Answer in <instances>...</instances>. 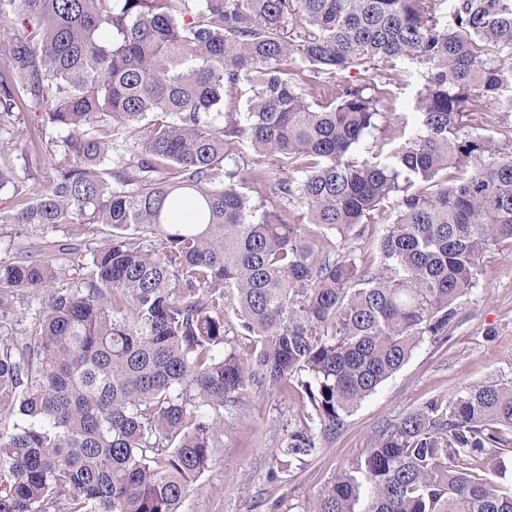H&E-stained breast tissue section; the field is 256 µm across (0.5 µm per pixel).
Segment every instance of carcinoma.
<instances>
[{
    "label": "carcinoma",
    "instance_id": "carcinoma-1",
    "mask_svg": "<svg viewBox=\"0 0 512 512\" xmlns=\"http://www.w3.org/2000/svg\"><path fill=\"white\" fill-rule=\"evenodd\" d=\"M504 53L512 0H0V224L110 228L0 258V323L41 298L0 344V512H181L254 387L312 408L273 481L448 340L512 244V156L466 123L512 110ZM407 61L413 120L360 159ZM21 151L53 170L33 198ZM394 196L378 254L341 252ZM509 462L512 384L478 385L388 425L301 512H512Z\"/></svg>",
    "mask_w": 512,
    "mask_h": 512
}]
</instances>
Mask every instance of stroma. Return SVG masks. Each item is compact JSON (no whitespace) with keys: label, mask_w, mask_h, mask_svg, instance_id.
Listing matches in <instances>:
<instances>
[{"label":"stroma","mask_w":512,"mask_h":512,"mask_svg":"<svg viewBox=\"0 0 512 512\" xmlns=\"http://www.w3.org/2000/svg\"><path fill=\"white\" fill-rule=\"evenodd\" d=\"M424 67L409 63L400 82L390 84L380 125L391 128L413 112ZM470 125L512 155V112L498 107L473 116ZM61 231L0 224V258L24 250L39 254ZM488 381L512 383V245H490L480 259L476 285L462 299L448 341H427L375 394L346 417L335 436L322 441L305 465L294 466L278 482L266 472L281 429L302 417L307 406L297 396L267 390L250 392L233 419L207 470L193 483L183 512H298L341 469L352 466L384 426L431 400L447 402L465 388Z\"/></svg>","instance_id":"obj_1"}]
</instances>
